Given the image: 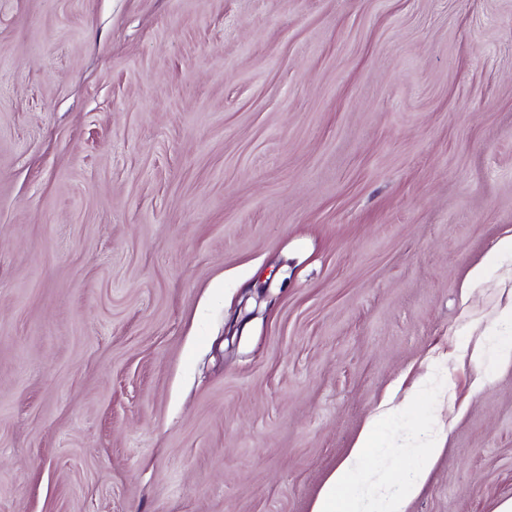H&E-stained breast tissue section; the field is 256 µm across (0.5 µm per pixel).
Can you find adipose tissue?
I'll return each mask as SVG.
<instances>
[{
  "label": "adipose tissue",
  "mask_w": 512,
  "mask_h": 512,
  "mask_svg": "<svg viewBox=\"0 0 512 512\" xmlns=\"http://www.w3.org/2000/svg\"><path fill=\"white\" fill-rule=\"evenodd\" d=\"M421 400L417 394L403 406H386L370 416L353 447L325 481L311 512H406L410 499L430 476L442 449L440 440L403 446L406 466L400 472L381 465L371 468L367 461L384 427L399 412H414Z\"/></svg>",
  "instance_id": "obj_1"
}]
</instances>
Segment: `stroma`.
Listing matches in <instances>:
<instances>
[{
    "label": "stroma",
    "instance_id": "1",
    "mask_svg": "<svg viewBox=\"0 0 512 512\" xmlns=\"http://www.w3.org/2000/svg\"><path fill=\"white\" fill-rule=\"evenodd\" d=\"M509 230L512 0H0V512H311L426 376L496 512Z\"/></svg>",
    "mask_w": 512,
    "mask_h": 512
}]
</instances>
